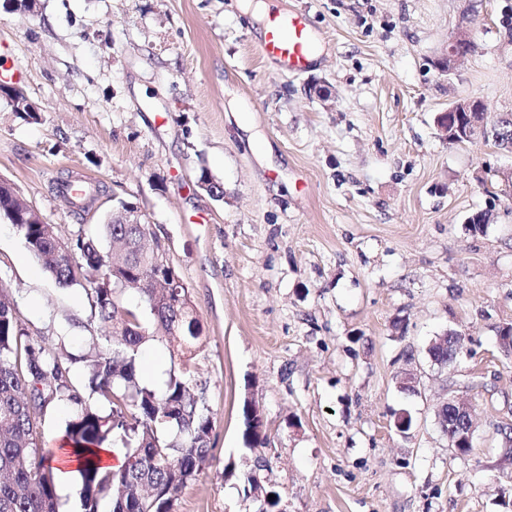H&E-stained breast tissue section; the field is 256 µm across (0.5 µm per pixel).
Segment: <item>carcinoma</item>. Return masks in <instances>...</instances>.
<instances>
[{
	"instance_id": "obj_1",
	"label": "carcinoma",
	"mask_w": 512,
	"mask_h": 512,
	"mask_svg": "<svg viewBox=\"0 0 512 512\" xmlns=\"http://www.w3.org/2000/svg\"><path fill=\"white\" fill-rule=\"evenodd\" d=\"M490 137L512 146V117ZM59 191L81 210L95 189L73 193L64 180ZM16 228L59 285L90 290L104 335L81 354L67 351L63 336L54 345L34 340L14 299L0 293V512H58L55 453L39 444L38 424L59 402L71 407L63 446L78 465L80 512H99L106 500L112 512H174L183 490L212 459L208 406L203 390L192 389L204 328L189 289L123 287L128 279L159 271L160 244L155 238L144 243L140 225L120 223L116 211L98 237L81 230L65 246L46 223ZM453 338L447 335L444 346L433 341L429 356L448 361ZM151 341L165 343L169 354L161 388L145 384L138 372L141 349ZM77 363L88 380L83 390L73 382ZM242 415L245 449L265 447V427L254 422L246 402ZM109 438L124 458L116 469L98 458Z\"/></svg>"
}]
</instances>
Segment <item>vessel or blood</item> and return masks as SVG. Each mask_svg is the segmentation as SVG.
<instances>
[{"instance_id":"b4317fda","label":"vessel or blood","mask_w":512,"mask_h":512,"mask_svg":"<svg viewBox=\"0 0 512 512\" xmlns=\"http://www.w3.org/2000/svg\"><path fill=\"white\" fill-rule=\"evenodd\" d=\"M261 56L289 72H303L313 64L314 36L306 18L296 12L272 10Z\"/></svg>"}]
</instances>
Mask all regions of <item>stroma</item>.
Here are the masks:
<instances>
[{"instance_id":"obj_1","label":"stroma","mask_w":512,"mask_h":512,"mask_svg":"<svg viewBox=\"0 0 512 512\" xmlns=\"http://www.w3.org/2000/svg\"><path fill=\"white\" fill-rule=\"evenodd\" d=\"M278 2L319 41L305 72L261 57L241 0L0 6V65L41 111L26 123L0 96V178L66 242L133 205L188 287L213 458L176 512H256L250 471L286 512H512L497 431L512 425V355L496 341L512 322V196L482 186L512 151L448 144L436 124L462 97L512 113L504 0ZM465 26L477 47L444 76ZM204 172L223 198L198 187ZM67 176L99 185L85 212L59 195ZM0 287L37 340L78 354L100 334L89 292L58 285L3 217ZM449 330L469 354L440 366L427 349ZM247 396L268 436L255 452ZM451 397L475 410L466 456L436 420ZM243 431L242 438L245 449L254 451L258 448H264L267 444V434L264 425L254 422L253 409L248 405L246 399L242 407Z\"/></svg>"}]
</instances>
